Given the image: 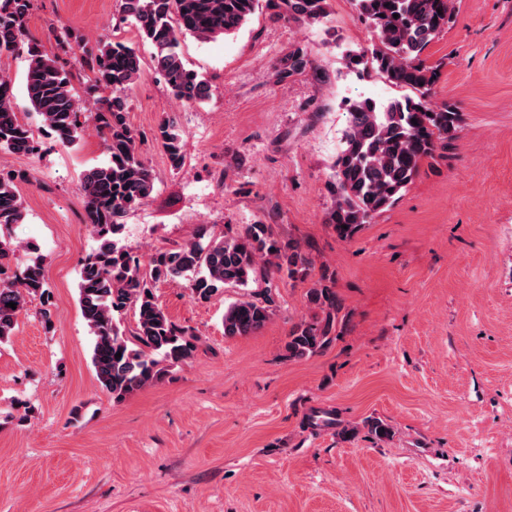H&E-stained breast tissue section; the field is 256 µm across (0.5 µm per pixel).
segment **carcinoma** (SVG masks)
<instances>
[{
	"label": "carcinoma",
	"mask_w": 512,
	"mask_h": 512,
	"mask_svg": "<svg viewBox=\"0 0 512 512\" xmlns=\"http://www.w3.org/2000/svg\"><path fill=\"white\" fill-rule=\"evenodd\" d=\"M359 15L373 28L375 43L350 55V62L382 75L391 85L415 96L379 105L370 99L350 105L342 147L331 183L333 204L326 223L340 238L390 208L435 156L438 142L453 135L461 122L456 106L430 101L438 81L437 68L421 59L426 47L451 22L454 0H356ZM32 0L0 4V53L26 51L25 87L29 103L43 124L64 147L81 139L83 109L72 93L73 80L86 78L96 88L111 91L96 100V119L109 154L106 163L82 177L85 223L98 246L81 260L78 304L94 336L92 364L102 387L115 401L161 379L165 366L189 359L199 338L179 326L159 307L154 289L176 279L188 282L192 298L207 301L228 287H246L262 275L260 299H239L224 309V336H249L263 329L273 315V285L269 275L284 273L307 280L314 268L309 251L292 239L275 236L269 224H248L217 236L203 227L189 242L156 254L147 266L114 241L126 213L152 195L155 177L137 147L127 121L128 93L144 71L135 47L102 39L70 62L48 54L25 40ZM122 19L131 20L141 38L154 49V68L172 93L189 103L210 97L209 82L188 68L180 50L182 37L215 40L239 30L266 8L277 19L319 22L328 16L327 0H122ZM157 140L171 166L181 165L184 140L177 122L166 119ZM35 150L33 134L21 122L13 102L11 79L0 75V152ZM25 176L0 172V228L24 219L17 184ZM15 250L0 240V342L12 335L19 312L29 297L48 296L42 263L34 259L20 275L7 274ZM313 315L295 324L285 345L290 359L328 348L343 321V304L331 277L321 276L306 292ZM13 302L12 309L7 303ZM134 310L135 326L127 328L124 314ZM121 357H116V354Z\"/></svg>",
	"instance_id": "1"
}]
</instances>
